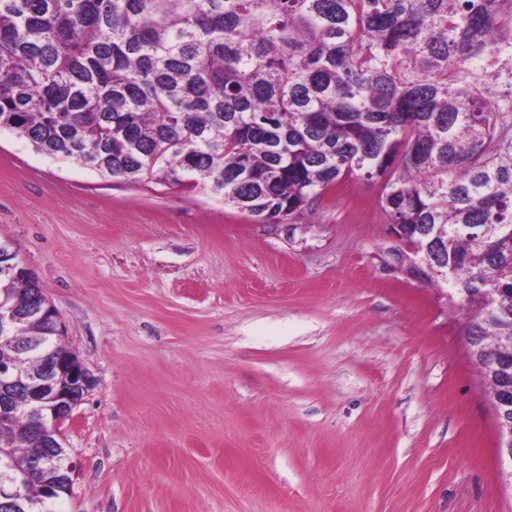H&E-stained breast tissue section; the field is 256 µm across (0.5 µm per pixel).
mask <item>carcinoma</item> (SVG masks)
<instances>
[{"label":"carcinoma","instance_id":"cac0c4a2","mask_svg":"<svg viewBox=\"0 0 512 512\" xmlns=\"http://www.w3.org/2000/svg\"><path fill=\"white\" fill-rule=\"evenodd\" d=\"M124 181L206 192L274 222L353 174L382 184L408 239H448V287L474 308L467 335L489 386L512 336V0H0V131ZM38 283L0 274V298ZM499 290L497 312L480 296ZM37 369L62 350L52 325ZM0 473L58 512L62 474L16 397Z\"/></svg>","mask_w":512,"mask_h":512}]
</instances>
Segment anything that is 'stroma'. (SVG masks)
Returning a JSON list of instances; mask_svg holds the SVG:
<instances>
[{
    "label": "stroma",
    "mask_w": 512,
    "mask_h": 512,
    "mask_svg": "<svg viewBox=\"0 0 512 512\" xmlns=\"http://www.w3.org/2000/svg\"><path fill=\"white\" fill-rule=\"evenodd\" d=\"M353 175L261 223L0 133V242L93 377L61 512H512L472 314Z\"/></svg>",
    "instance_id": "35a3bbf8"
}]
</instances>
